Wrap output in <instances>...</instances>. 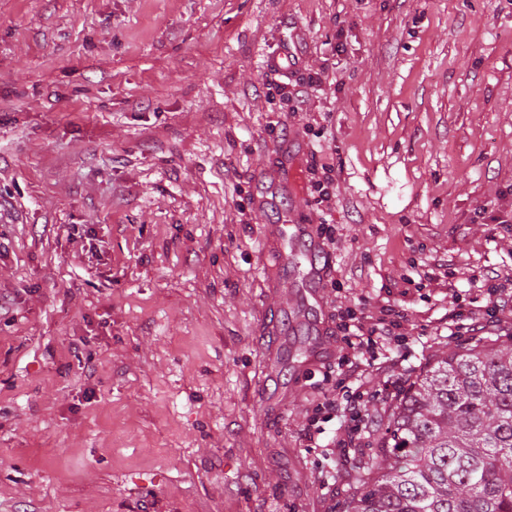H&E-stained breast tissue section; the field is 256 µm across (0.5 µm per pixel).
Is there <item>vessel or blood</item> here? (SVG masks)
<instances>
[{
  "mask_svg": "<svg viewBox=\"0 0 512 512\" xmlns=\"http://www.w3.org/2000/svg\"><path fill=\"white\" fill-rule=\"evenodd\" d=\"M266 236L274 251L281 255L280 264L271 272L274 284L287 280L289 264L299 262L304 267L302 286L306 301L322 305L328 266L324 260L326 248L314 227L309 224H273L267 227Z\"/></svg>",
  "mask_w": 512,
  "mask_h": 512,
  "instance_id": "1",
  "label": "vessel or blood"
}]
</instances>
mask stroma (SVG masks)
Masks as SVG:
<instances>
[{"label":"stroma","mask_w":512,"mask_h":512,"mask_svg":"<svg viewBox=\"0 0 512 512\" xmlns=\"http://www.w3.org/2000/svg\"><path fill=\"white\" fill-rule=\"evenodd\" d=\"M316 73L301 110L266 94ZM510 214L512 0H0V512H341L471 336L405 278L512 267ZM286 218L336 227L322 308L299 267L269 282ZM378 295L406 339L365 373L370 425L304 447L341 347L316 330Z\"/></svg>","instance_id":"35a3bbf8"}]
</instances>
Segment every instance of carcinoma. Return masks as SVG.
<instances>
[{
  "mask_svg": "<svg viewBox=\"0 0 512 512\" xmlns=\"http://www.w3.org/2000/svg\"><path fill=\"white\" fill-rule=\"evenodd\" d=\"M512 334L475 336L409 384L345 512H512Z\"/></svg>",
  "mask_w": 512,
  "mask_h": 512,
  "instance_id": "carcinoma-1",
  "label": "carcinoma"
}]
</instances>
